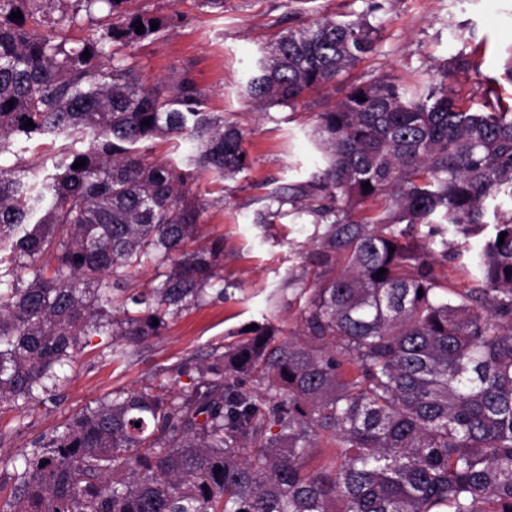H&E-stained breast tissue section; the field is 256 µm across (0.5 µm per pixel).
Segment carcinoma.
Segmentation results:
<instances>
[{
    "label": "carcinoma",
    "instance_id": "cac0c4a2",
    "mask_svg": "<svg viewBox=\"0 0 512 512\" xmlns=\"http://www.w3.org/2000/svg\"><path fill=\"white\" fill-rule=\"evenodd\" d=\"M126 2L0 0V402L17 410L41 404L91 337L122 359L208 291L224 296L221 241L196 245L207 204L141 144L182 141L188 166L225 178L248 165L244 132L191 80L148 86L117 56L167 26ZM82 10L109 23L70 43ZM373 32L331 18L282 30L247 97L291 106L336 84ZM43 136L62 141L50 165L12 150ZM314 137L322 167L289 203L330 205L315 210L317 283L300 289L297 329L224 346L189 391L117 390L33 440L6 462L0 512H512V105L473 108L445 67L415 90L351 85ZM423 224L437 257L411 247ZM457 239L479 284L448 291L436 263ZM325 437L334 459L305 472Z\"/></svg>",
    "mask_w": 512,
    "mask_h": 512
}]
</instances>
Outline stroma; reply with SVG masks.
Returning a JSON list of instances; mask_svg holds the SVG:
<instances>
[{"label":"stroma","instance_id":"obj_1","mask_svg":"<svg viewBox=\"0 0 512 512\" xmlns=\"http://www.w3.org/2000/svg\"><path fill=\"white\" fill-rule=\"evenodd\" d=\"M128 7L174 19L156 39L123 50L143 82L160 86L190 78L203 89L209 111L223 113L246 132V170L224 180L200 170L190 185L209 204L201 244L223 241L224 297L190 308L162 335L129 347L125 360L104 359L100 344L90 342L75 355L55 396L32 411L0 410L1 461L113 391L192 386V376L179 374V367L207 361L210 353L246 338V326L296 328L303 304L296 289L314 282L310 256L319 228L307 212L288 204L270 223L256 218L271 193L310 181L321 163L311 138L317 115L351 84L394 77L425 85L463 53L476 67L449 74V85L476 108L485 103L489 86L501 102H512V82L503 77L512 62V0H224L220 10L203 7L201 0H130ZM290 16L303 24L368 20L376 29V49L336 86L310 91L291 107L256 109L244 93L246 78Z\"/></svg>","mask_w":512,"mask_h":512}]
</instances>
